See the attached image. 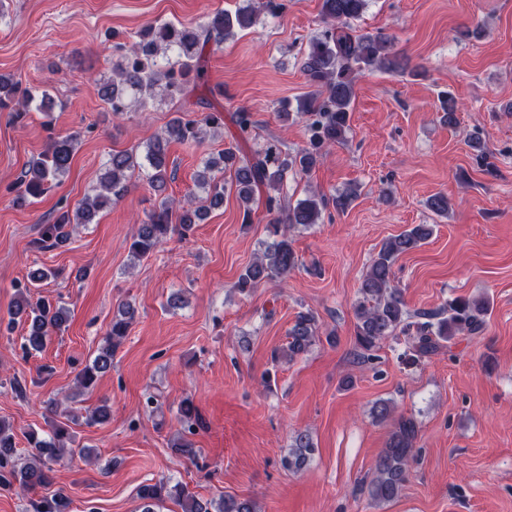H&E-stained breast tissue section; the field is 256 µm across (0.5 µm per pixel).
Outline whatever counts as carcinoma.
<instances>
[{
  "label": "carcinoma",
  "instance_id": "cac0c4a2",
  "mask_svg": "<svg viewBox=\"0 0 512 512\" xmlns=\"http://www.w3.org/2000/svg\"><path fill=\"white\" fill-rule=\"evenodd\" d=\"M367 2L322 0L321 14L326 27L321 35L309 39L302 60L308 81L318 88V94L297 109V115L305 117L307 122V145L293 153L282 150L275 143L252 149L248 154L242 152V146L252 139L256 121L249 109L237 108L231 115L236 129L235 144L215 157H208L199 175L197 185L203 197H189L176 208L170 199H161L132 237L129 252L133 259L139 261L153 253L174 234L188 237L194 225L202 223L210 210L224 203V191L230 185L242 207V223H252L253 215L261 205L269 217L266 225L268 240L233 288L248 296L260 284L285 278L298 267L291 231L319 223L322 212L330 204L340 211L346 210L357 198V193L347 190L332 199L312 194L292 206L283 194L287 175L311 173L332 146L346 140L356 81L361 73L402 68L389 36L353 34L350 22L360 18ZM282 7L283 4L276 0H257L255 5L233 12L218 10L194 25L150 24L131 42L118 41L116 34L108 32L105 38L112 42V50L119 62L112 79L100 83V95L115 115L128 110L132 94L143 107L149 100L174 101L191 95L204 86L203 61L209 44L218 46L236 31L251 28L258 12H275ZM35 98L32 89L0 75V112L8 110L21 118ZM439 109L443 112L442 122L450 127L457 124L459 106L455 97L449 93L442 95ZM222 127L224 113L216 109L197 116L176 113L163 133L147 147L145 160L152 188L158 193L164 192L171 178L167 159L170 142L197 146L205 140L208 131ZM78 140L77 133L50 134L47 147L30 158L17 179L12 204L19 208L28 206L32 199L45 192L50 182L64 176L70 168ZM140 169L142 164L136 161L135 154L128 151L112 153L107 170L93 193L74 208L61 206L53 223L44 227L40 239L42 247L56 248L69 241L71 232L66 227L70 224L92 223L97 213L112 204V198L125 190L129 179ZM432 235L433 225L416 224L383 242L372 259L363 276L360 297L354 305L356 341L360 349L357 358L373 359V351L380 344L402 335L405 337L404 357L409 363L416 364L460 336L473 337L484 331L488 307L483 300L456 297L442 308L414 315L406 309L400 290L393 284V267L402 254L420 247ZM50 275L51 272L38 269L29 273L27 283L17 285V300L8 325L18 320L27 324L24 347L29 352L41 351L52 333L61 330L67 321L68 308L60 301L48 297L35 302L30 300V286ZM136 315L137 308L132 303L119 305L118 316L112 319L105 344L79 374L78 384L82 389L94 387L98 374L110 367L112 356L128 335ZM316 337L314 313L310 310L298 313L288 330V360L306 353ZM372 415L392 425L385 447L365 481L370 499L385 503L397 498L408 480L416 453L418 428L411 417L393 416L387 401L376 402ZM179 416L184 431L194 433L200 417L192 402L181 403ZM68 438L69 430L61 424L54 425L48 435L30 431L27 442L33 452L21 463L15 456L14 434L10 433L6 422L0 420V490L11 491L18 487L31 491L48 486L49 463L63 457L64 442ZM315 451L310 435L300 432L295 435L293 448L284 459L285 465L299 471ZM137 496L141 501L140 512H160V504L167 497L177 500L182 512H257L247 499L226 495L216 502L202 500L179 482L173 485L164 481L143 484ZM30 507L31 512H71L70 500L60 492L31 500Z\"/></svg>",
  "mask_w": 512,
  "mask_h": 512
}]
</instances>
